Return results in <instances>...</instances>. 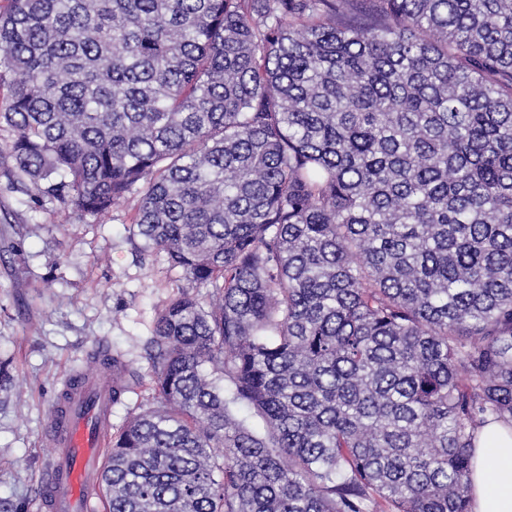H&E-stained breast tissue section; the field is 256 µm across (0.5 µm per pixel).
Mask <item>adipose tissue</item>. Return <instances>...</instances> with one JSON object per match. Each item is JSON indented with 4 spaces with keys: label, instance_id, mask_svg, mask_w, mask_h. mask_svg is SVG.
I'll return each instance as SVG.
<instances>
[{
    "label": "adipose tissue",
    "instance_id": "ef3b65f1",
    "mask_svg": "<svg viewBox=\"0 0 512 512\" xmlns=\"http://www.w3.org/2000/svg\"><path fill=\"white\" fill-rule=\"evenodd\" d=\"M469 482L473 512H512V428L491 421L479 430Z\"/></svg>",
    "mask_w": 512,
    "mask_h": 512
}]
</instances>
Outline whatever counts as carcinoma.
<instances>
[{
  "instance_id": "carcinoma-1",
  "label": "carcinoma",
  "mask_w": 512,
  "mask_h": 512,
  "mask_svg": "<svg viewBox=\"0 0 512 512\" xmlns=\"http://www.w3.org/2000/svg\"><path fill=\"white\" fill-rule=\"evenodd\" d=\"M1 86L22 190L137 198L187 282L106 512H470L512 427V0H11Z\"/></svg>"
}]
</instances>
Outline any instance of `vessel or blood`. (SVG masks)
Here are the masks:
<instances>
[{"instance_id": "b4317fda", "label": "vessel or blood", "mask_w": 512, "mask_h": 512, "mask_svg": "<svg viewBox=\"0 0 512 512\" xmlns=\"http://www.w3.org/2000/svg\"><path fill=\"white\" fill-rule=\"evenodd\" d=\"M112 401L111 377L104 369L82 373L53 405L45 436L56 450L39 489L41 512H98L96 491L111 435L92 420Z\"/></svg>"}]
</instances>
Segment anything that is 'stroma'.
<instances>
[{"mask_svg": "<svg viewBox=\"0 0 512 512\" xmlns=\"http://www.w3.org/2000/svg\"><path fill=\"white\" fill-rule=\"evenodd\" d=\"M0 159V512H39L53 461L43 437L68 371L106 343L142 383L111 408L113 427L151 392L144 344L180 284L162 257H140L129 238L134 202L99 219L63 218L24 194Z\"/></svg>", "mask_w": 512, "mask_h": 512, "instance_id": "stroma-1", "label": "stroma"}]
</instances>
